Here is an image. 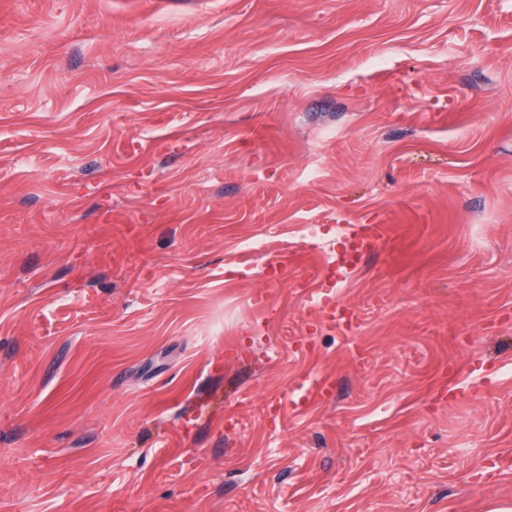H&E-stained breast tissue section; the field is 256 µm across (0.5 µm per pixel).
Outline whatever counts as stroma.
Masks as SVG:
<instances>
[{
	"label": "stroma",
	"instance_id": "1",
	"mask_svg": "<svg viewBox=\"0 0 512 512\" xmlns=\"http://www.w3.org/2000/svg\"><path fill=\"white\" fill-rule=\"evenodd\" d=\"M508 506L512 0H0V512ZM385 224H359L352 225L350 237L355 244L363 245L370 241L383 240L386 235ZM329 387V379L318 376L310 377V383L307 391L299 398V400L291 399L289 403L295 409L305 408L311 401H314L318 397H322Z\"/></svg>",
	"mask_w": 512,
	"mask_h": 512
}]
</instances>
